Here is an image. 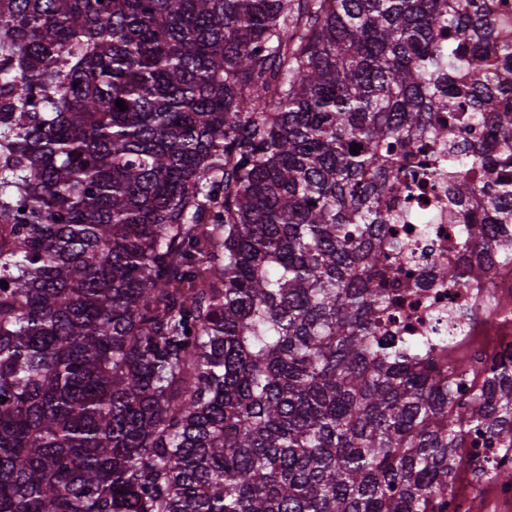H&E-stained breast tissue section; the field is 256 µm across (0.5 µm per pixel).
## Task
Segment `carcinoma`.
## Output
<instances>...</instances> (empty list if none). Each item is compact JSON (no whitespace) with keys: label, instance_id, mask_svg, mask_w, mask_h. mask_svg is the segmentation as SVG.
Masks as SVG:
<instances>
[{"label":"carcinoma","instance_id":"carcinoma-1","mask_svg":"<svg viewBox=\"0 0 512 512\" xmlns=\"http://www.w3.org/2000/svg\"><path fill=\"white\" fill-rule=\"evenodd\" d=\"M439 174L461 250L512 225L486 0H0V512H448L512 353L385 335Z\"/></svg>","mask_w":512,"mask_h":512}]
</instances>
